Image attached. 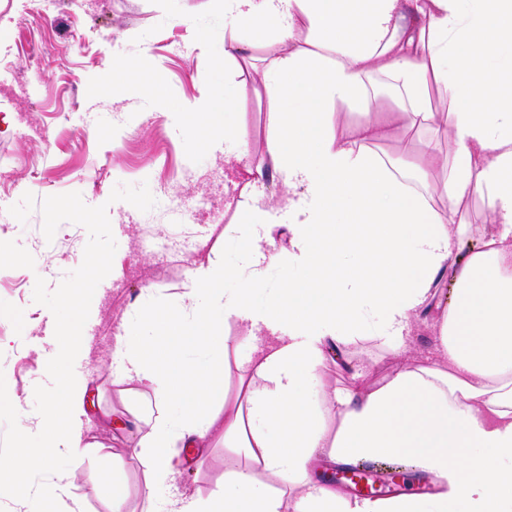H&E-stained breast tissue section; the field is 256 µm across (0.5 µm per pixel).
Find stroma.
<instances>
[{"label": "stroma", "instance_id": "1", "mask_svg": "<svg viewBox=\"0 0 512 512\" xmlns=\"http://www.w3.org/2000/svg\"><path fill=\"white\" fill-rule=\"evenodd\" d=\"M30 0H0V457L20 456L46 434L21 437L29 416L46 399L49 379L70 374L85 378L90 402L84 418L87 441L105 446L128 477V507L141 512L146 499L162 504L172 493L207 496L223 486L225 472L245 465L212 435L200 456L184 467L175 485L146 489L147 456L136 443L146 431V411L127 385L112 375V346L145 307L181 308L191 263L224 264L226 290L242 284L236 273L237 243L224 227L261 209L274 224L288 222V193L265 178L243 187V170L266 159L267 97L233 96L224 84V33L239 40L248 25L226 13L222 0H45L31 15ZM151 56L155 72L132 74L130 86H112L117 61ZM369 112L397 111L398 98L374 78ZM229 98L224 122L239 134L236 151L225 157L223 141L198 149L176 128L167 103L193 107ZM366 112V113H369ZM366 113L343 106L338 128L349 133ZM436 141L434 181L455 145L447 136L409 132L405 139L378 142L392 157L424 153ZM180 197V216L157 206L159 197ZM75 200L82 209L50 210V201ZM106 259L99 270L90 260ZM77 288L101 296L81 318L88 349L69 355L52 336V326L72 320L67 302ZM447 301L437 289L395 352L380 340L362 337L326 359L315 402L339 386L373 384L406 363L434 360L435 320ZM243 323L224 320V383L236 390L240 363L248 354L239 342ZM104 460L76 462L57 457L39 473L25 495L10 475L0 476V512H37L55 472L73 475L72 492L88 512H107L96 492Z\"/></svg>", "mask_w": 512, "mask_h": 512}]
</instances>
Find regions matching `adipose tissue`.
I'll return each instance as SVG.
<instances>
[{"label": "adipose tissue", "mask_w": 512, "mask_h": 512, "mask_svg": "<svg viewBox=\"0 0 512 512\" xmlns=\"http://www.w3.org/2000/svg\"><path fill=\"white\" fill-rule=\"evenodd\" d=\"M249 22L251 38L224 42L238 95L254 49L278 46L263 74L275 106L267 116V168H245L247 187L265 173L288 190V247L275 227L255 223L241 243L242 288L224 289V269L193 264L185 309H140L116 337L112 375L147 383L153 406L139 447L149 449V483L174 482L185 450L220 431L224 445L243 449L249 466L205 498L175 494L167 512H512V0H224ZM394 84L404 107L366 117L352 134L334 126L335 107L368 99L371 73ZM450 106L436 111L433 91ZM224 104L193 112L174 107L195 144L237 133L224 124ZM420 127L441 129L456 145L445 181L430 189L434 153L420 163L371 154L369 144ZM484 200L489 223L478 232L461 209ZM283 262L304 279L268 288L266 271ZM449 280L437 330L438 358L408 364L365 389H334L323 404L306 393L328 353L359 328L397 351L431 291ZM266 292L255 311L254 297ZM245 322L247 364L259 382L228 404L224 363H200L191 350L224 346V318ZM88 383L68 379L39 423L50 436L35 460L0 459V473L26 490L34 469H51L58 454L80 460L100 453L86 442ZM179 405V417L168 409ZM338 421L335 433L326 415ZM332 461L405 459L436 478L439 490L350 500L315 482L316 449ZM262 467L279 488L258 480Z\"/></svg>", "instance_id": "1"}]
</instances>
